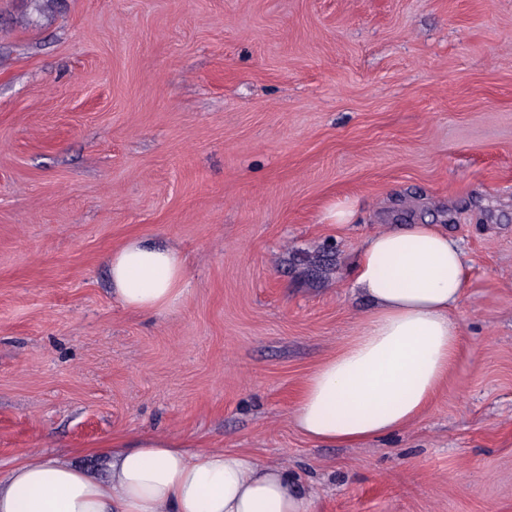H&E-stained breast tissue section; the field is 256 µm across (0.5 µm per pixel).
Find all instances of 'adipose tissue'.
I'll list each match as a JSON object with an SVG mask.
<instances>
[{
  "mask_svg": "<svg viewBox=\"0 0 512 512\" xmlns=\"http://www.w3.org/2000/svg\"><path fill=\"white\" fill-rule=\"evenodd\" d=\"M352 288L370 305L355 334L305 379L292 415L309 439L356 444L401 429L427 406L456 359L452 312L466 284L460 242L433 224L366 238ZM126 309L160 313L187 287L173 248L134 239L110 258ZM286 467L221 448L190 450L162 434L116 443L98 476L58 459L0 476V512H311Z\"/></svg>",
  "mask_w": 512,
  "mask_h": 512,
  "instance_id": "adipose-tissue-1",
  "label": "adipose tissue"
}]
</instances>
